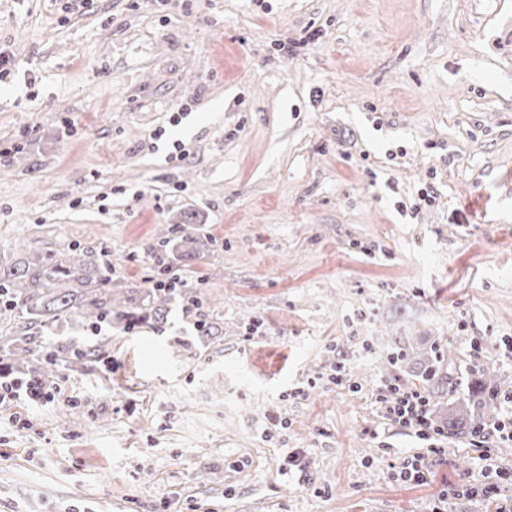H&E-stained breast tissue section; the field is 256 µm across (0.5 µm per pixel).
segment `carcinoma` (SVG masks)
<instances>
[{
	"label": "carcinoma",
	"mask_w": 512,
	"mask_h": 512,
	"mask_svg": "<svg viewBox=\"0 0 512 512\" xmlns=\"http://www.w3.org/2000/svg\"><path fill=\"white\" fill-rule=\"evenodd\" d=\"M211 243L189 224H179L168 237L151 246L167 255L171 262L159 268L167 273L180 264L190 265L210 249ZM184 303V313H193L194 303L180 288L146 289L136 305L131 299L112 297V267L104 256L89 250L72 249L67 256L32 255L13 264L0 265V317L22 320L19 330L0 339V356L8 360V374L21 386H31L46 394L55 389L54 375L40 367L59 359L74 363L103 361L99 346L73 341L66 346L46 347L29 330L51 329L55 323L76 315L92 331L120 324L132 331L141 324L162 321L167 305L175 299ZM491 408L487 401L473 400L448 413V428L473 431L474 416Z\"/></svg>",
	"instance_id": "1"
}]
</instances>
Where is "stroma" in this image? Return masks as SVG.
<instances>
[{
    "label": "stroma",
    "instance_id": "1",
    "mask_svg": "<svg viewBox=\"0 0 512 512\" xmlns=\"http://www.w3.org/2000/svg\"><path fill=\"white\" fill-rule=\"evenodd\" d=\"M0 50V263L81 246L141 294L174 225L214 240L176 270L192 317L103 328L111 368L0 406V512H433L480 480L452 434L398 482L377 396L512 395V0H0Z\"/></svg>",
    "mask_w": 512,
    "mask_h": 512
}]
</instances>
